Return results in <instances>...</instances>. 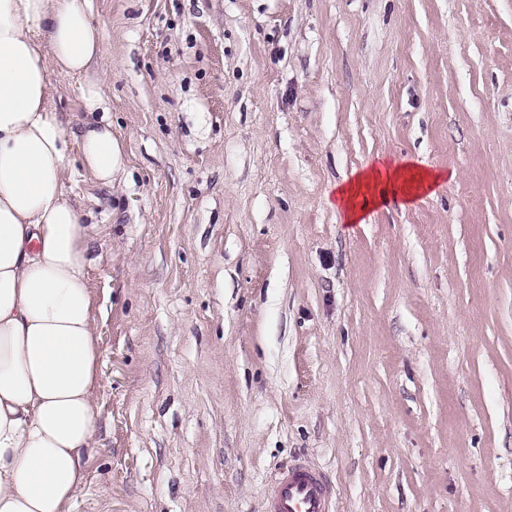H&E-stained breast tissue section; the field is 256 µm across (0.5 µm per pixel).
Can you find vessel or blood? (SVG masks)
I'll return each instance as SVG.
<instances>
[{
	"label": "vessel or blood",
	"mask_w": 512,
	"mask_h": 512,
	"mask_svg": "<svg viewBox=\"0 0 512 512\" xmlns=\"http://www.w3.org/2000/svg\"><path fill=\"white\" fill-rule=\"evenodd\" d=\"M335 503L323 475L296 459L272 479L265 495V512H334Z\"/></svg>",
	"instance_id": "obj_1"
}]
</instances>
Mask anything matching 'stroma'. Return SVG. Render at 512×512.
Segmentation results:
<instances>
[{
  "label": "stroma",
  "mask_w": 512,
  "mask_h": 512,
  "mask_svg": "<svg viewBox=\"0 0 512 512\" xmlns=\"http://www.w3.org/2000/svg\"><path fill=\"white\" fill-rule=\"evenodd\" d=\"M121 166L74 512H512V0H91ZM452 173L345 223L380 160ZM264 507L265 512H334L335 502L323 475L296 459L274 476Z\"/></svg>",
  "instance_id": "35a3bbf8"
}]
</instances>
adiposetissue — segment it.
I'll list each match as a JSON object with an SVG mask.
<instances>
[{"label":"adipose tissue","mask_w":512,"mask_h":512,"mask_svg":"<svg viewBox=\"0 0 512 512\" xmlns=\"http://www.w3.org/2000/svg\"><path fill=\"white\" fill-rule=\"evenodd\" d=\"M90 0H0V512H73L96 448L102 351L89 288L93 238L66 195L71 154L101 185L119 146L95 64ZM77 79L85 112L67 132L51 73ZM442 172L378 163L335 188L346 223L400 190L413 201Z\"/></svg>","instance_id":"1"}]
</instances>
